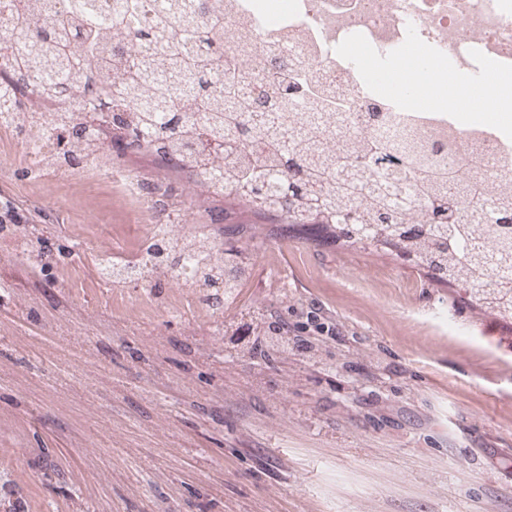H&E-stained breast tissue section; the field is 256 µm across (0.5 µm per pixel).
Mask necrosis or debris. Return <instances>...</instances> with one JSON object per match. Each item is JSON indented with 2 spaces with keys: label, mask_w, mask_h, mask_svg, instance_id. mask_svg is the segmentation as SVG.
<instances>
[{
  "label": "necrosis or debris",
  "mask_w": 512,
  "mask_h": 512,
  "mask_svg": "<svg viewBox=\"0 0 512 512\" xmlns=\"http://www.w3.org/2000/svg\"><path fill=\"white\" fill-rule=\"evenodd\" d=\"M227 30L262 78V48L270 45L303 57L314 79L345 98V116L336 123L340 142L363 137L365 103L376 93L366 61L393 77L396 94L387 101L391 118L383 137L409 151L418 134L449 145H479L477 174L496 189L512 186V113L494 122L464 123L455 112L423 105L424 84L401 66L407 48H416L424 68L449 63L458 79L457 98L486 71L512 76V0H224Z\"/></svg>",
  "instance_id": "1"
}]
</instances>
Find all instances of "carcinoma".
Segmentation results:
<instances>
[{
	"label": "carcinoma",
	"mask_w": 512,
	"mask_h": 512,
	"mask_svg": "<svg viewBox=\"0 0 512 512\" xmlns=\"http://www.w3.org/2000/svg\"><path fill=\"white\" fill-rule=\"evenodd\" d=\"M264 62L266 77L250 83L224 40V0H0V122L24 132L35 102L48 104L50 163L77 171L145 151L264 224L404 255L512 328V197L465 180L443 140L420 136L409 155L374 136L354 150L336 144L344 100L306 78L298 58L270 49ZM366 108L369 126L386 124L381 101ZM142 190L166 219L138 274L160 292L173 272L206 306L234 304L252 263L228 238L257 225L193 224L182 234L175 179ZM278 332L262 317L224 321L234 348L251 334L275 336L268 346L286 353Z\"/></svg>",
	"instance_id": "1"
}]
</instances>
